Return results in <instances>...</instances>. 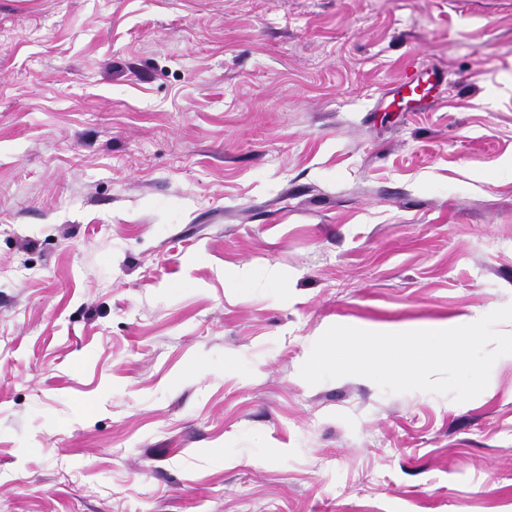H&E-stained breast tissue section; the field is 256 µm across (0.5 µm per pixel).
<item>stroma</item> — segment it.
Returning <instances> with one entry per match:
<instances>
[{"label":"stroma","mask_w":512,"mask_h":512,"mask_svg":"<svg viewBox=\"0 0 512 512\" xmlns=\"http://www.w3.org/2000/svg\"><path fill=\"white\" fill-rule=\"evenodd\" d=\"M508 167L512 0H0V512H512V355L299 375L512 305Z\"/></svg>","instance_id":"1"}]
</instances>
